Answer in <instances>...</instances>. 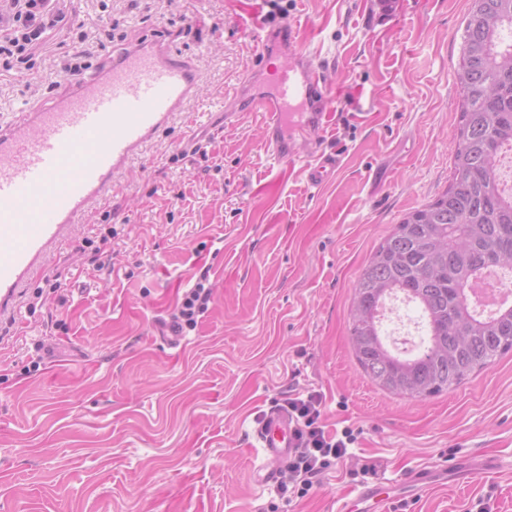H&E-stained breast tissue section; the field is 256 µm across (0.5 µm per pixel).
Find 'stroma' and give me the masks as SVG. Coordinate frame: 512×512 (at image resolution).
I'll return each mask as SVG.
<instances>
[{
  "label": "stroma",
  "mask_w": 512,
  "mask_h": 512,
  "mask_svg": "<svg viewBox=\"0 0 512 512\" xmlns=\"http://www.w3.org/2000/svg\"><path fill=\"white\" fill-rule=\"evenodd\" d=\"M31 70L0 71V114L94 67L123 39L168 36L201 74L197 98L129 164L91 216L67 225L20 283L0 329V512H336L350 488L398 486L394 512H512V352L423 399L377 386L349 335L354 287L381 240L448 187L468 0H63ZM294 19L324 64L333 179L275 163L263 117L224 122L251 73L275 66L241 20ZM87 39H80V32ZM198 134L204 154L177 142ZM112 269L95 271L96 250ZM214 302L169 340L182 294ZM321 396L327 432L357 440L306 495L259 480L256 432L287 395ZM499 473L417 496L403 475L461 456ZM371 463L375 475L360 476Z\"/></svg>",
  "instance_id": "35a3bbf8"
}]
</instances>
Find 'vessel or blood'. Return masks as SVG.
I'll use <instances>...</instances> for the list:
<instances>
[{"mask_svg":"<svg viewBox=\"0 0 512 512\" xmlns=\"http://www.w3.org/2000/svg\"><path fill=\"white\" fill-rule=\"evenodd\" d=\"M280 59L273 93L256 103L265 114L266 145L274 161L291 165L301 163L302 152L313 153V161L303 165L309 184L318 187L339 166L337 155L315 151L334 118L323 70L293 47ZM199 83L196 65L176 55L166 39L138 37L60 94L0 120L1 317L14 311L18 286L46 245L89 214L130 161L186 111ZM294 431L281 412L262 422V481L277 478L273 464L292 454ZM497 468L494 459L465 456L454 469L426 466L407 473L403 482L418 494L454 483L460 472L486 475ZM363 504L369 512H391L392 498L374 484L356 489L336 512H358Z\"/></svg>","mask_w":512,"mask_h":512,"instance_id":"1","label":"vessel or blood"}]
</instances>
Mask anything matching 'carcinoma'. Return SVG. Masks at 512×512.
<instances>
[{"label":"carcinoma","instance_id":"carcinoma-1","mask_svg":"<svg viewBox=\"0 0 512 512\" xmlns=\"http://www.w3.org/2000/svg\"><path fill=\"white\" fill-rule=\"evenodd\" d=\"M456 80L459 117L451 179L433 202L404 215L362 270L350 312L357 362L381 388L423 398L454 389L512 352V307L475 314L465 287L483 257L512 273V192L497 160L512 148V0H470ZM402 294L426 328L429 354L402 358L384 343L378 309Z\"/></svg>","mask_w":512,"mask_h":512}]
</instances>
